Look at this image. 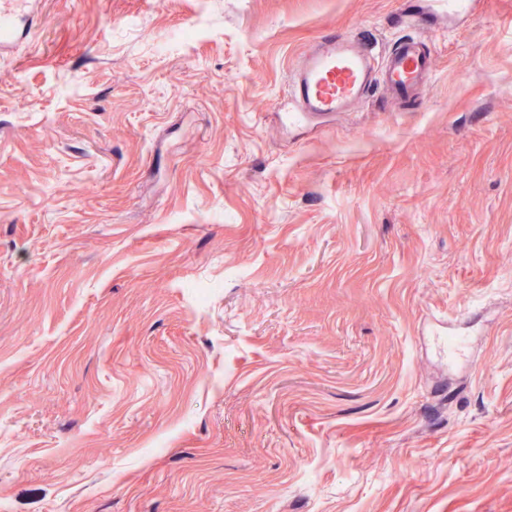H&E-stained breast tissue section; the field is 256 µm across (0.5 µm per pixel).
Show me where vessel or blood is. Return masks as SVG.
<instances>
[{"instance_id":"vessel-or-blood-1","label":"vessel or blood","mask_w":512,"mask_h":512,"mask_svg":"<svg viewBox=\"0 0 512 512\" xmlns=\"http://www.w3.org/2000/svg\"><path fill=\"white\" fill-rule=\"evenodd\" d=\"M30 19L24 0H0L1 54L18 44ZM429 66L430 52L415 35L397 40L379 63L351 38L324 37L297 64L288 119L349 111L376 84L406 106L416 101Z\"/></svg>"}]
</instances>
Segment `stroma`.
Wrapping results in <instances>:
<instances>
[{
	"label": "stroma",
	"mask_w": 512,
	"mask_h": 512,
	"mask_svg": "<svg viewBox=\"0 0 512 512\" xmlns=\"http://www.w3.org/2000/svg\"><path fill=\"white\" fill-rule=\"evenodd\" d=\"M428 11L38 0L0 56V512H512V0ZM330 34L425 38L422 98L282 121Z\"/></svg>",
	"instance_id": "obj_1"
}]
</instances>
